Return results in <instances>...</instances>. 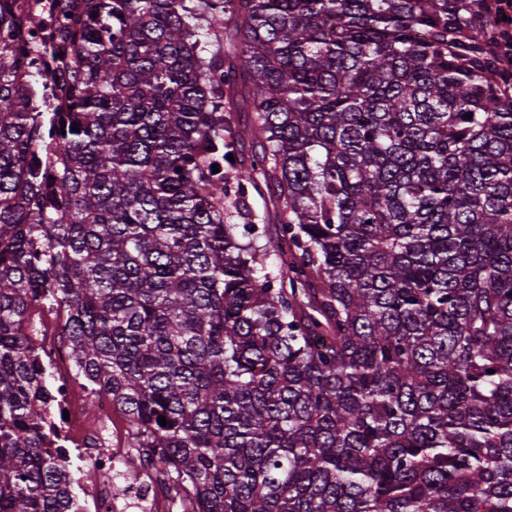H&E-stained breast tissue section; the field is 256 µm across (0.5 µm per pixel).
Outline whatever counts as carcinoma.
Returning <instances> with one entry per match:
<instances>
[{
	"label": "carcinoma",
	"mask_w": 512,
	"mask_h": 512,
	"mask_svg": "<svg viewBox=\"0 0 512 512\" xmlns=\"http://www.w3.org/2000/svg\"><path fill=\"white\" fill-rule=\"evenodd\" d=\"M52 2L57 110L0 0V512L98 477L37 304L191 512H512V73L473 3Z\"/></svg>",
	"instance_id": "cac0c4a2"
}]
</instances>
